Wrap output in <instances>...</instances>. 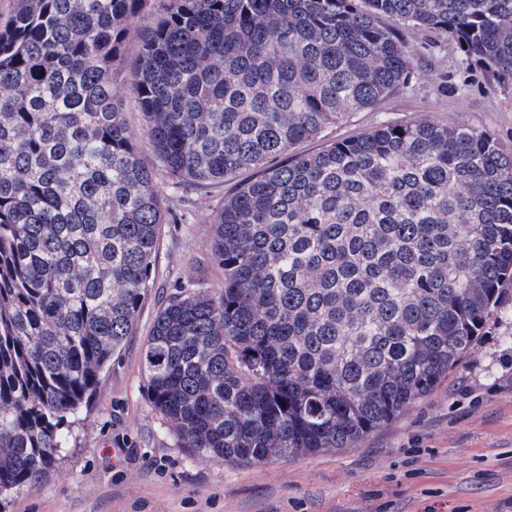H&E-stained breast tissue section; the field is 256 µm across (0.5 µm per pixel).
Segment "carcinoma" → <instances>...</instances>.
<instances>
[{"label": "carcinoma", "mask_w": 512, "mask_h": 512, "mask_svg": "<svg viewBox=\"0 0 512 512\" xmlns=\"http://www.w3.org/2000/svg\"><path fill=\"white\" fill-rule=\"evenodd\" d=\"M175 184L254 176L212 218L224 287L186 288L144 351L180 447L224 464L345 448L474 345L512 283V152L385 123L301 141L411 87L408 25L512 92V0H20L0 20V497L48 478L135 325ZM154 22V14L146 13L131 27L124 50L125 71L132 69L136 63L139 52V30L152 26ZM116 93L123 98L126 109L128 128L136 149L145 162L157 166L152 143L146 133L143 117L140 114L137 103L126 94L122 84L115 86Z\"/></svg>", "instance_id": "cac0c4a2"}]
</instances>
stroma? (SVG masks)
<instances>
[{"label":"stroma","instance_id":"stroma-1","mask_svg":"<svg viewBox=\"0 0 512 512\" xmlns=\"http://www.w3.org/2000/svg\"><path fill=\"white\" fill-rule=\"evenodd\" d=\"M418 58L413 89L327 131L351 139L382 123L430 118L494 133L512 149V94L464 73L445 34L403 27ZM467 82L461 93L450 83ZM326 138V139H327ZM251 172L165 189L152 286L135 328L101 376L51 475L13 494L6 512H512V286L457 367L388 425L348 447L260 464L209 461L180 448L149 396L143 354L167 300L218 289L213 211Z\"/></svg>","mask_w":512,"mask_h":512}]
</instances>
